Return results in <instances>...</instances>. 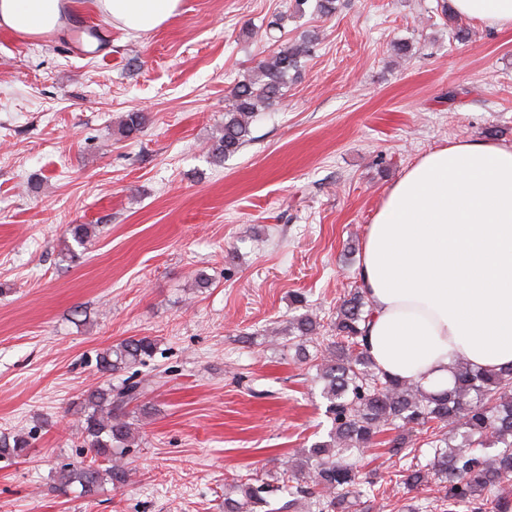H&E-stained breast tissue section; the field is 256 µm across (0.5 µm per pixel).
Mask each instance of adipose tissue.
Instances as JSON below:
<instances>
[{
    "label": "adipose tissue",
    "mask_w": 512,
    "mask_h": 512,
    "mask_svg": "<svg viewBox=\"0 0 512 512\" xmlns=\"http://www.w3.org/2000/svg\"><path fill=\"white\" fill-rule=\"evenodd\" d=\"M491 30L512 28V0H452ZM112 24L148 32L180 0H95ZM61 0H0V28L37 37ZM357 276L372 311L376 366L428 390L451 387L458 359L512 367V146L464 141L425 154L388 190Z\"/></svg>",
    "instance_id": "obj_1"
}]
</instances>
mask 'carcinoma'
I'll return each mask as SVG.
<instances>
[{
  "instance_id": "1",
  "label": "carcinoma",
  "mask_w": 512,
  "mask_h": 512,
  "mask_svg": "<svg viewBox=\"0 0 512 512\" xmlns=\"http://www.w3.org/2000/svg\"><path fill=\"white\" fill-rule=\"evenodd\" d=\"M315 41L306 34L279 45L233 86L224 127L209 147L214 162L223 163L252 141L253 121L279 99ZM146 121L145 113L129 112L120 120L118 133L134 138ZM67 233L84 247L94 229L72 224ZM368 315V301L359 287L341 299L328 334L306 313L289 322L286 335L300 346L313 344L311 361L323 381L332 428L328 439L289 457L275 476L234 481L224 495V512H271V502L278 499L284 500L281 508L286 512L300 507L305 512H352L365 491L351 459L389 430L397 431L385 441L392 457L412 446L417 431L432 447L429 463H412L403 470L401 482L408 490L436 484L441 512H512V497L503 492L512 482V368L480 370L461 359L451 388L427 391L373 364L365 347ZM157 345L152 336H131L97 354L96 369L106 381L85 391L80 402V428L90 459L60 466L55 490L65 494L77 484L80 494L93 496L106 484L115 490L125 486L133 414L146 408L137 367L147 365ZM30 448L28 435L0 436V459L22 460Z\"/></svg>"
}]
</instances>
